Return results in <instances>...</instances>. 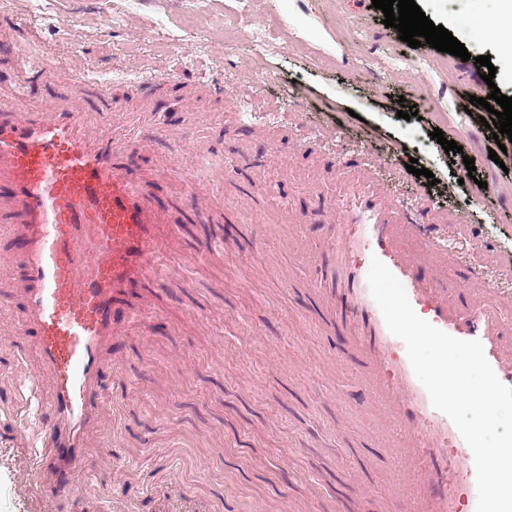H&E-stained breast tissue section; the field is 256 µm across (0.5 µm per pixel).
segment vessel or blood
<instances>
[{
    "label": "vessel or blood",
    "mask_w": 512,
    "mask_h": 512,
    "mask_svg": "<svg viewBox=\"0 0 512 512\" xmlns=\"http://www.w3.org/2000/svg\"><path fill=\"white\" fill-rule=\"evenodd\" d=\"M85 110L71 105L44 115L0 113V224L22 272L21 326L38 340V366L29 383L50 381L54 398L41 428L45 449L34 456L42 495L60 504L78 475L88 472L82 450L107 390L101 371L122 328L142 310L148 284L171 268L164 242L176 225L155 211L126 168L124 140L101 126L84 132ZM330 247L335 264L322 271L338 305L329 311L345 326L372 408L397 426L390 451L398 512H458L460 499L477 504L473 453L444 413L436 410L408 357H396L394 335L375 302L360 254L379 247V259L401 282L412 307L428 310L434 327L460 340L480 341L499 380L512 387V294L474 289L454 300L441 281L415 274L421 255L452 263L448 239L410 242L415 229L404 209L379 189L344 199Z\"/></svg>",
    "instance_id": "b4317fda"
}]
</instances>
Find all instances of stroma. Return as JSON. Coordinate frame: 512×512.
I'll list each match as a JSON object with an SVG mask.
<instances>
[{
  "label": "stroma",
  "mask_w": 512,
  "mask_h": 512,
  "mask_svg": "<svg viewBox=\"0 0 512 512\" xmlns=\"http://www.w3.org/2000/svg\"><path fill=\"white\" fill-rule=\"evenodd\" d=\"M415 2L434 24H451L471 56H490L496 86L512 92V60L472 22L496 15L498 0ZM46 6L69 28L43 26L33 38L30 0L0 8V109L84 103V68L112 102L86 134L105 120L128 135L135 180L178 226L165 245L173 274L150 282L101 372L110 396L84 449L96 479L78 480L63 512H385L392 463L371 443L381 425L359 368L344 361L349 340L313 289L332 261L342 192L372 170L392 204H413L428 232L443 223L462 240L450 294L487 281L512 291L493 270L512 256V213L475 193L480 180L512 192V143L490 159L496 142L472 87L435 48L402 42L372 0H264L255 12L244 0H139L118 24L114 0ZM261 27L275 47L251 42ZM201 38L205 50L192 53ZM388 50L435 65L393 69ZM24 51L49 56L52 81L20 76ZM155 71L160 82L144 87ZM241 98L277 110L279 123L258 135L235 108ZM411 108L417 117L402 119ZM437 128L462 153L431 140ZM413 158L430 177L407 172ZM293 234L310 247L307 262L290 251ZM23 295L0 242V333L13 337L0 346V512H51L30 460L40 444L32 411L53 391L24 386L37 342L19 329Z\"/></svg>",
  "instance_id": "stroma-1"
}]
</instances>
